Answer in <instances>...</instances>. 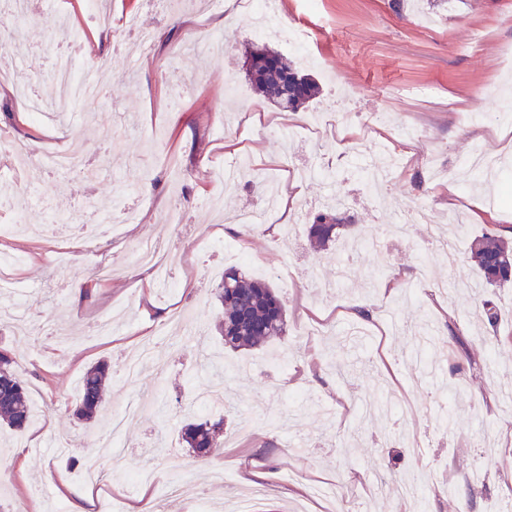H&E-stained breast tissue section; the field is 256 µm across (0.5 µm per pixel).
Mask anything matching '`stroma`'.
Segmentation results:
<instances>
[{"instance_id": "obj_1", "label": "stroma", "mask_w": 512, "mask_h": 512, "mask_svg": "<svg viewBox=\"0 0 512 512\" xmlns=\"http://www.w3.org/2000/svg\"><path fill=\"white\" fill-rule=\"evenodd\" d=\"M283 25L309 31L315 64L302 71L319 96L282 112L250 86L244 48L253 15L230 16L188 0H32L9 48L1 83L0 144L27 145L26 159L0 152V191L33 195L32 205L0 214L28 233L0 236V256L18 258L26 295H0V346L15 360L32 416L15 431L0 426V505L7 512H67L66 488L93 499L112 495L122 512L141 491L131 473H154L149 512H231L256 497L257 512H290L310 500L328 512L331 490L341 512H494L512 498V412L498 395L512 382V285L478 286L468 254L472 238L512 227V199L486 205L460 161L484 144L502 150L501 177L512 183V126L491 118L512 95V0H434L395 7L392 0H276ZM73 43V69L90 71L104 97L76 103L46 122L30 115L22 88L47 94L55 57L52 29ZM485 40L467 51L474 31ZM149 33L142 46L140 33ZM358 91L353 116L337 132L304 126L334 109L345 87ZM430 87L429 97L411 88ZM378 113L392 126L368 127ZM412 133L400 169L371 194L350 168L349 148L373 167L386 165L393 126ZM240 152L224 150L227 137ZM80 142L92 181L49 175L40 155ZM249 157L266 180L294 188L297 223L289 233L268 224L248 229L215 220L216 212L261 213L265 192L227 184L217 174ZM343 198L349 236L329 250L312 248L304 219ZM425 204L454 240L459 262L447 268L431 225L410 238L393 226L408 207ZM180 211V226L168 223ZM109 224L96 231L101 211ZM376 234L378 251L336 258L350 239ZM142 241L167 257V286L151 266L134 263ZM112 266L99 281L92 265ZM241 269L272 284L287 317L285 336L251 350L225 348L214 290L224 272ZM404 287L390 289L397 272ZM500 312L497 329L482 303ZM113 315L115 331L96 322ZM434 326L432 367L401 365L412 338L405 327ZM459 328L462 344L449 338ZM155 340L160 358L135 382L121 367L140 344ZM104 362L108 390L96 421L78 420L83 377ZM142 403L111 448L89 441L109 431L113 410ZM224 421L218 455L197 457L181 440L189 422ZM269 473L255 496L247 468ZM428 477L408 505L377 492L381 482ZM452 477L456 494L443 492Z\"/></svg>"}]
</instances>
